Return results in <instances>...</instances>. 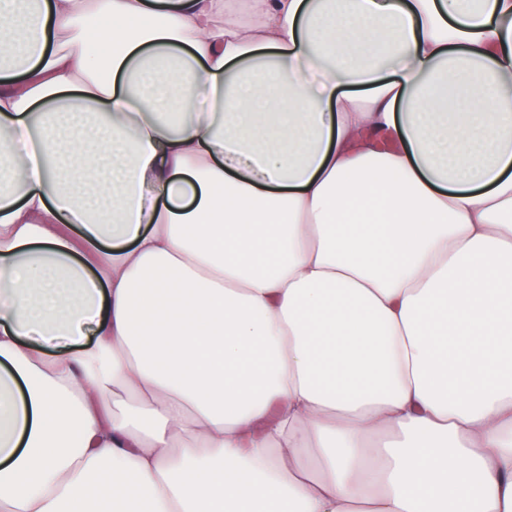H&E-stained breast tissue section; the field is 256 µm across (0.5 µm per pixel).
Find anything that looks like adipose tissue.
I'll return each mask as SVG.
<instances>
[{
    "label": "adipose tissue",
    "instance_id": "ef3b65f1",
    "mask_svg": "<svg viewBox=\"0 0 512 512\" xmlns=\"http://www.w3.org/2000/svg\"><path fill=\"white\" fill-rule=\"evenodd\" d=\"M0 512H512V0H0Z\"/></svg>",
    "mask_w": 512,
    "mask_h": 512
}]
</instances>
